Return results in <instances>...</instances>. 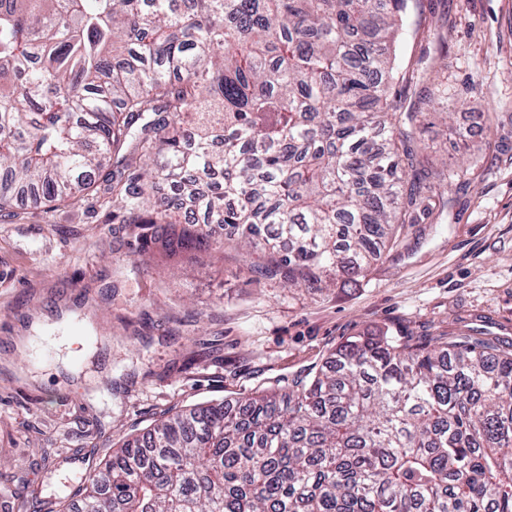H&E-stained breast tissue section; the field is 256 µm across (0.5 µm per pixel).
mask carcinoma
<instances>
[{"mask_svg": "<svg viewBox=\"0 0 512 512\" xmlns=\"http://www.w3.org/2000/svg\"><path fill=\"white\" fill-rule=\"evenodd\" d=\"M407 0H0V210L112 203L162 257L226 244L288 286L363 277L450 206L416 140L448 97L429 31L404 109ZM495 113L477 148L495 147ZM207 224L231 229L220 242ZM59 512H512V354L355 336L302 378L180 409L111 449Z\"/></svg>", "mask_w": 512, "mask_h": 512, "instance_id": "1", "label": "carcinoma"}]
</instances>
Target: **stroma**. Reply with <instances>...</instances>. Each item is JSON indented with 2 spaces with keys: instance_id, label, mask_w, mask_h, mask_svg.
<instances>
[{
  "instance_id": "stroma-1",
  "label": "stroma",
  "mask_w": 512,
  "mask_h": 512,
  "mask_svg": "<svg viewBox=\"0 0 512 512\" xmlns=\"http://www.w3.org/2000/svg\"><path fill=\"white\" fill-rule=\"evenodd\" d=\"M448 20L445 99L417 136L431 168L466 162L451 221L406 227L365 277L318 291L256 279L261 254L145 261L98 191L53 209L0 212V499L34 493L41 512L73 495L106 448L171 408L271 388L305 375L343 342L387 328L468 333L512 350V0H409L393 46L412 71ZM496 149L473 151L480 115Z\"/></svg>"
}]
</instances>
